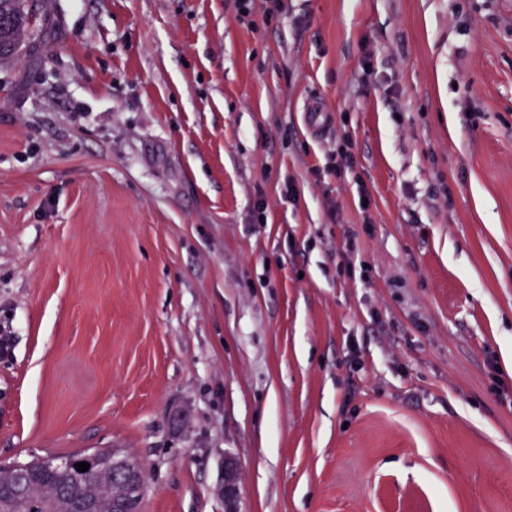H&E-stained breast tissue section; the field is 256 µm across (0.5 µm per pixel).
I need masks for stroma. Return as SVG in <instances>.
<instances>
[{
  "instance_id": "stroma-1",
  "label": "stroma",
  "mask_w": 512,
  "mask_h": 512,
  "mask_svg": "<svg viewBox=\"0 0 512 512\" xmlns=\"http://www.w3.org/2000/svg\"><path fill=\"white\" fill-rule=\"evenodd\" d=\"M237 4L42 0L0 66V464L512 512V0ZM222 494L224 496V503L228 506L225 512H239L236 508L231 507L238 501V462L231 455L227 456L224 460Z\"/></svg>"
}]
</instances>
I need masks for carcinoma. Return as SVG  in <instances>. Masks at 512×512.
Here are the masks:
<instances>
[{"label": "carcinoma", "mask_w": 512, "mask_h": 512, "mask_svg": "<svg viewBox=\"0 0 512 512\" xmlns=\"http://www.w3.org/2000/svg\"><path fill=\"white\" fill-rule=\"evenodd\" d=\"M0 64L14 62L15 45L31 43L38 22L32 0H0ZM86 452L47 454L27 462L0 465V512H68L73 488L92 502L95 512H112V479L109 473L85 477L76 464Z\"/></svg>", "instance_id": "obj_1"}]
</instances>
